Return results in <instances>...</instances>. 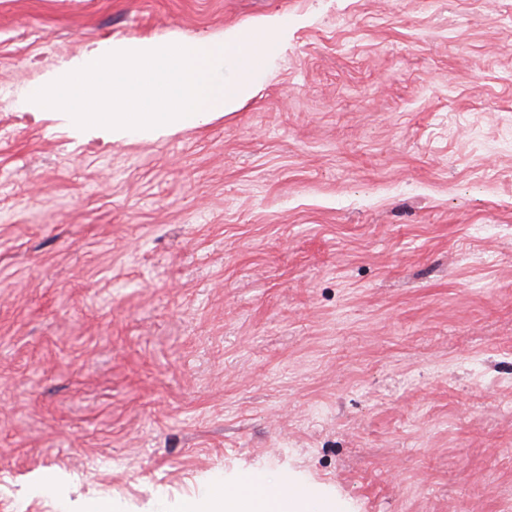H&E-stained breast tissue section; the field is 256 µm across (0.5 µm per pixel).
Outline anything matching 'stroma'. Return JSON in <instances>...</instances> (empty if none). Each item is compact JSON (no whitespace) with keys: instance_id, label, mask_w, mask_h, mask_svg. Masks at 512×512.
I'll return each mask as SVG.
<instances>
[{"instance_id":"1","label":"stroma","mask_w":512,"mask_h":512,"mask_svg":"<svg viewBox=\"0 0 512 512\" xmlns=\"http://www.w3.org/2000/svg\"><path fill=\"white\" fill-rule=\"evenodd\" d=\"M275 13L303 22L206 125L12 104L93 43ZM0 98V512L265 469L512 512V0H0Z\"/></svg>"}]
</instances>
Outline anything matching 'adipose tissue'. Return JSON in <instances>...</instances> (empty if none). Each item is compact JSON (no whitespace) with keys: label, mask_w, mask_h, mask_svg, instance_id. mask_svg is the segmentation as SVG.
<instances>
[{"label":"adipose tissue","mask_w":512,"mask_h":512,"mask_svg":"<svg viewBox=\"0 0 512 512\" xmlns=\"http://www.w3.org/2000/svg\"><path fill=\"white\" fill-rule=\"evenodd\" d=\"M343 508L335 497L317 490L282 492L278 473L263 471L233 486L219 477L211 479L203 494L159 500L156 512H342Z\"/></svg>","instance_id":"ef3b65f1"}]
</instances>
